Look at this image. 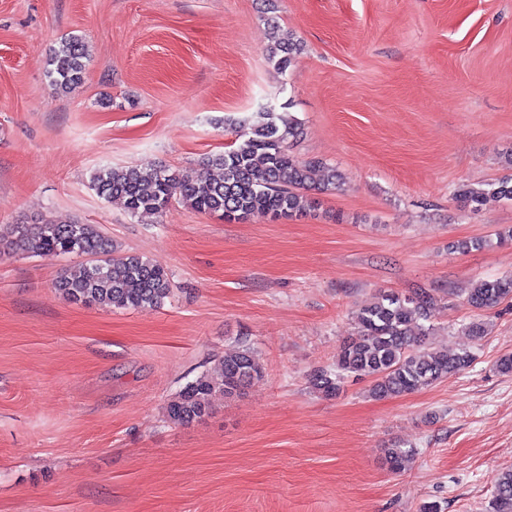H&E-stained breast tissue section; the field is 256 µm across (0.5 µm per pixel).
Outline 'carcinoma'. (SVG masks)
Listing matches in <instances>:
<instances>
[{
    "label": "carcinoma",
    "mask_w": 512,
    "mask_h": 512,
    "mask_svg": "<svg viewBox=\"0 0 512 512\" xmlns=\"http://www.w3.org/2000/svg\"><path fill=\"white\" fill-rule=\"evenodd\" d=\"M299 51L297 44H275L270 60L283 73ZM86 56L85 43L78 37L63 40L53 50L50 77L56 90L66 93L81 84ZM240 127L230 149L207 157V164L219 171L216 178L201 179L190 170L160 167L145 172L133 166H105L92 174L91 187L100 198L119 203L132 216L158 214L174 200L199 213H220L238 222L254 216L297 218L314 210L317 203L308 190L321 163L301 160L290 152V143L302 135L301 122L268 105ZM456 199L473 210L491 199L512 200V178L479 188L463 185ZM6 236L17 254L89 257L76 272L61 275L54 284L75 303L154 308L172 292L164 269L140 255L113 254L112 241L94 224L52 220L9 224L0 232V239ZM509 299L512 273L480 283L465 302L475 311H484ZM430 317V296L424 291L411 296L380 295L360 310L357 336L340 346L336 369L311 376L313 387L334 397L345 378L366 377L373 381L372 395L387 398L431 386L470 367L474 355L469 351L448 354L424 348L427 329L422 322ZM260 375L250 350L226 355L219 371L197 376L171 398L167 418L178 425L202 420L212 413L214 394L234 397ZM414 455L412 448H389L386 463L400 471ZM488 512H512V469L498 473Z\"/></svg>",
    "instance_id": "cac0c4a2"
}]
</instances>
